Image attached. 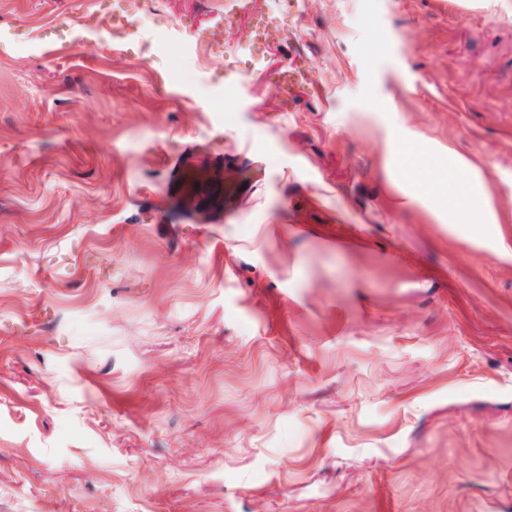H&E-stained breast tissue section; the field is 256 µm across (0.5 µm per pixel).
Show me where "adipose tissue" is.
Instances as JSON below:
<instances>
[{"mask_svg": "<svg viewBox=\"0 0 512 512\" xmlns=\"http://www.w3.org/2000/svg\"><path fill=\"white\" fill-rule=\"evenodd\" d=\"M401 156L410 179L424 195L448 201L449 223L468 224L477 214L481 215L484 223H498L487 187L474 180L466 185L460 181L461 173L470 168L467 160L444 153L425 157L410 146L402 148Z\"/></svg>", "mask_w": 512, "mask_h": 512, "instance_id": "1", "label": "adipose tissue"}]
</instances>
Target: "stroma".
<instances>
[{
    "mask_svg": "<svg viewBox=\"0 0 512 512\" xmlns=\"http://www.w3.org/2000/svg\"><path fill=\"white\" fill-rule=\"evenodd\" d=\"M236 2L0 0V512H512V0ZM200 147L196 144L191 152L176 159L172 166L171 192L189 209H193L202 194H210L216 211L222 210V200L214 197L206 172L197 166L191 155ZM401 156L410 179L424 195L448 200L449 223L473 224L474 214L480 211L482 224H499L487 187L474 180H470L467 188L462 187L460 174L471 168L467 160L447 156V153L424 157L411 146H403Z\"/></svg>",
    "mask_w": 512,
    "mask_h": 512,
    "instance_id": "35a3bbf8",
    "label": "stroma"
}]
</instances>
